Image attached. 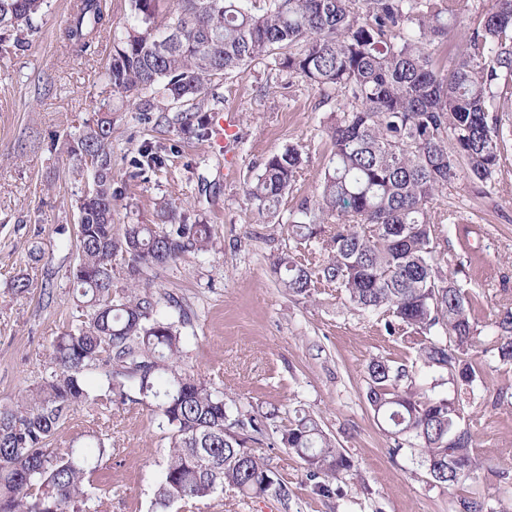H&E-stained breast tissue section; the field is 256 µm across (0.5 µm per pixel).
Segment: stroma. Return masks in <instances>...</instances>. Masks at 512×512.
Listing matches in <instances>:
<instances>
[{"label":"stroma","mask_w":512,"mask_h":512,"mask_svg":"<svg viewBox=\"0 0 512 512\" xmlns=\"http://www.w3.org/2000/svg\"><path fill=\"white\" fill-rule=\"evenodd\" d=\"M71 13L69 0H48L28 43L0 49V407L41 379L72 320L74 201L89 175L70 161L65 141L107 105L115 226L158 223L168 202L213 228L210 253L146 274L153 298L174 296L190 315L182 329L187 367L241 408L275 406L284 418L304 409L354 464L352 475L336 481L335 495L322 497L303 461L266 439L253 451L287 485V496L249 498L227 486L193 508L176 503L168 512H457L459 490L436 483L409 449L392 453L365 400L371 359L412 363L416 351L387 335L379 317L350 311L335 288L323 285L301 299L280 287L273 270L289 248L290 213L318 196L335 97L270 59L233 71L204 102L211 121L231 115L237 122L239 141L228 151L215 136L197 138L113 92L106 66L130 0H112L108 24L81 55L63 37ZM147 144L160 147L164 163L139 173L132 161ZM290 146L302 153L303 174L274 216L258 215L245 185L267 157ZM435 206L453 216L437 257L469 293L472 317L491 323L512 307V152L491 185L455 181ZM19 274L30 279L29 291L12 289ZM481 358L486 383L464 416L480 453L512 474V365L491 350ZM93 423L113 446L96 476L106 491L101 512H154L168 452L157 413L134 402L103 415L89 406L70 416L53 447H68Z\"/></svg>","instance_id":"obj_1"}]
</instances>
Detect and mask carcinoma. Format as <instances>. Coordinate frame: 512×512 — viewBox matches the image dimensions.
I'll return each instance as SVG.
<instances>
[{"mask_svg":"<svg viewBox=\"0 0 512 512\" xmlns=\"http://www.w3.org/2000/svg\"><path fill=\"white\" fill-rule=\"evenodd\" d=\"M47 0H0V46L35 31ZM114 39L107 77L139 112H164L200 136L209 121L200 98L246 62L276 66L321 91L336 92L332 145L316 204L291 214L293 249L275 263L289 294L311 298L321 284L344 295L350 309L376 314L386 332L416 350L431 374L415 382L414 366L376 358L367 365L366 402L393 441L413 450L433 480L455 486L478 476L485 461L464 417L484 382V329L471 317L465 290L437 262V229L449 217L434 201L465 175L492 180L512 131L500 100L512 95V0H491L469 27L462 50L443 64L437 51L461 21L431 0H130ZM105 21L102 0H79L66 40L78 54L91 48ZM69 158L89 155L93 193L75 200L78 213L70 288L71 324L57 337L48 370L11 407L0 408V512H99L93 480L112 444L92 430L80 447L48 443L71 413L135 402L153 407L169 433V452L155 505L194 504L229 486L244 496L288 490L251 445L275 432L306 465L314 489L336 494L352 460L312 415L283 423L277 412L233 406L224 392L184 364L179 302L139 293L146 271L213 246L209 224H188L164 205L160 224H112V109L66 143ZM161 157L143 148L138 170ZM303 172L300 150L270 155L246 195L260 215L277 212ZM123 260L114 284L112 260ZM500 362L512 364V308L489 325ZM446 385L448 394L435 389ZM459 512H483L476 493Z\"/></svg>","mask_w":512,"mask_h":512,"instance_id":"obj_1","label":"carcinoma"}]
</instances>
